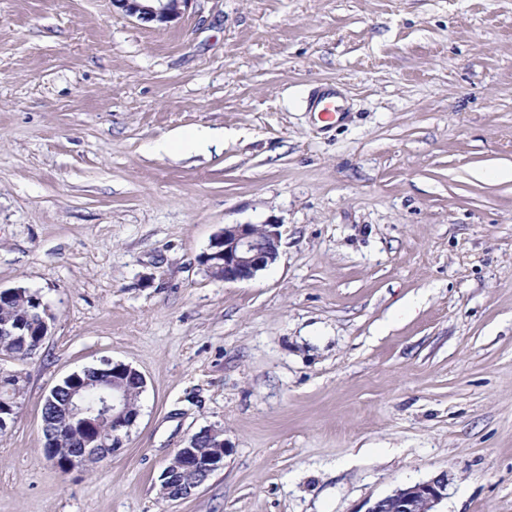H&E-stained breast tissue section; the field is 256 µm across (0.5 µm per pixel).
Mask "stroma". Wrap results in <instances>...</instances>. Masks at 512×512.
Here are the masks:
<instances>
[{"instance_id": "35a3bbf8", "label": "stroma", "mask_w": 512, "mask_h": 512, "mask_svg": "<svg viewBox=\"0 0 512 512\" xmlns=\"http://www.w3.org/2000/svg\"><path fill=\"white\" fill-rule=\"evenodd\" d=\"M337 89L339 123L310 109ZM198 128L207 149L157 142ZM282 226L249 281L199 262ZM40 292L0 433V512H366L448 476L441 512H512V0H0V287ZM145 378L122 450L63 474L50 389ZM223 470L159 495L191 434ZM190 0H112L126 16L143 22L168 24L177 21ZM281 224H227L215 235L200 262L213 277L224 282L253 279L277 261ZM1 376L6 377V379H8L9 382L11 383L9 393L13 394V398H12L13 405L12 406L14 408L19 409V406L21 403L20 399L24 395V390H25L24 383L26 381V377L21 372H13V373H7V374L1 373ZM12 406L10 405L7 407H2L0 409V431L1 432L5 431L8 428V422L4 418L3 414L5 412L12 413V414L17 413V410L14 409ZM223 428L209 426L193 433L183 448H178L161 475L160 494L169 501L187 499L216 471L224 468V459L230 453ZM181 473L179 482H173L171 469Z\"/></svg>"}]
</instances>
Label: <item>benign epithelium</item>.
<instances>
[{
	"mask_svg": "<svg viewBox=\"0 0 512 512\" xmlns=\"http://www.w3.org/2000/svg\"><path fill=\"white\" fill-rule=\"evenodd\" d=\"M190 0H112L125 15L143 22L168 25L177 21ZM282 225L226 224L215 235L201 264L213 277L226 282L254 278L277 261ZM10 382L13 405L0 409V431L8 428L4 413H17L24 395L26 377L20 372L5 374ZM132 379L138 391L145 379L136 369L122 362L105 360L96 367L74 372L56 384L46 396L51 412L42 413V431L46 435V456L63 473L83 470L94 461L120 450L123 438L139 417L125 397L124 382ZM101 389L96 405L84 402V392ZM79 428L70 448L56 446L57 430ZM230 453L224 430L209 426L193 433L186 445L176 451L161 475L160 494L174 501L187 499L216 471L224 468ZM448 496V476L440 474L427 481L397 487L374 501L366 512H438L437 506Z\"/></svg>",
	"mask_w": 512,
	"mask_h": 512,
	"instance_id": "1",
	"label": "benign epithelium"
}]
</instances>
